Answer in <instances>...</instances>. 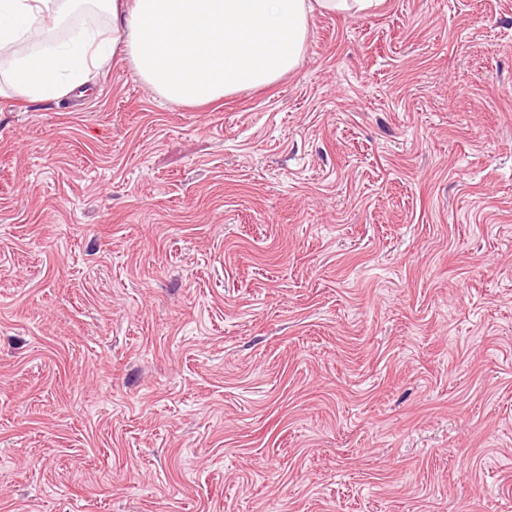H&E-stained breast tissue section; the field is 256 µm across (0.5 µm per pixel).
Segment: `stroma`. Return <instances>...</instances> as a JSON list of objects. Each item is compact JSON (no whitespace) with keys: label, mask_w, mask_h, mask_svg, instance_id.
I'll use <instances>...</instances> for the list:
<instances>
[{"label":"stroma","mask_w":512,"mask_h":512,"mask_svg":"<svg viewBox=\"0 0 512 512\" xmlns=\"http://www.w3.org/2000/svg\"><path fill=\"white\" fill-rule=\"evenodd\" d=\"M0 512H512V0L0 97Z\"/></svg>","instance_id":"obj_1"}]
</instances>
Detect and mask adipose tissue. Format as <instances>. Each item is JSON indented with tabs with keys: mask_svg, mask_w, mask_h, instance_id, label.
Masks as SVG:
<instances>
[{
	"mask_svg": "<svg viewBox=\"0 0 512 512\" xmlns=\"http://www.w3.org/2000/svg\"><path fill=\"white\" fill-rule=\"evenodd\" d=\"M380 0H0V96L59 100L122 55L166 101L192 106L272 85L300 63L314 15L357 14ZM111 18L96 31L60 24L84 6Z\"/></svg>",
	"mask_w": 512,
	"mask_h": 512,
	"instance_id": "1",
	"label": "adipose tissue"
}]
</instances>
